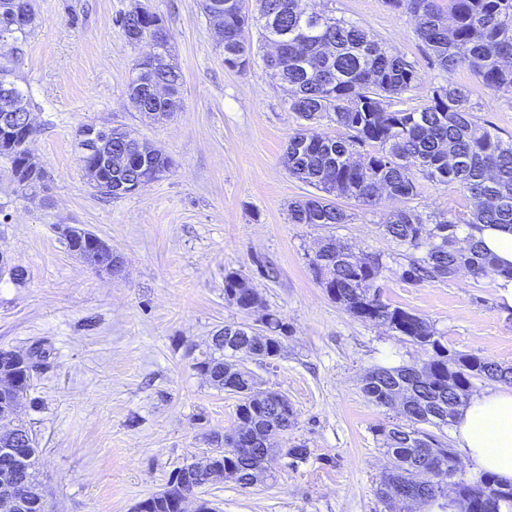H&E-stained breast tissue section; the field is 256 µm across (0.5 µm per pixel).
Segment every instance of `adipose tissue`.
I'll use <instances>...</instances> for the list:
<instances>
[{"mask_svg":"<svg viewBox=\"0 0 512 512\" xmlns=\"http://www.w3.org/2000/svg\"><path fill=\"white\" fill-rule=\"evenodd\" d=\"M467 236L482 244L503 271L501 294L512 306V226L481 224L467 229ZM455 438L471 470L489 473L500 482L512 484V388L485 391L474 397L462 410L456 424Z\"/></svg>","mask_w":512,"mask_h":512,"instance_id":"obj_1","label":"adipose tissue"}]
</instances>
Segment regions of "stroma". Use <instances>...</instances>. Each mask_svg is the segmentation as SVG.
<instances>
[{
	"label": "stroma",
	"instance_id": "obj_1",
	"mask_svg": "<svg viewBox=\"0 0 512 512\" xmlns=\"http://www.w3.org/2000/svg\"><path fill=\"white\" fill-rule=\"evenodd\" d=\"M163 17L183 80L181 112L142 121L127 98L137 49L115 24L131 0H35L37 19L16 64L38 133L32 150L49 174L42 199L17 195L0 163V250L27 271L0 279V349L44 348L23 414L40 448L37 489L46 512H132L180 467L213 449L212 433L237 426L236 395L194 369L213 332L242 323L263 332L265 314L288 327L275 361H247L262 387L285 394L295 424L281 448L306 446L293 465L277 457L272 481L206 487L219 512H388L376 489L388 465L374 435L396 422L371 402L362 379L377 365H421L428 355L388 328L360 320L326 294L310 260L333 236L358 254L381 255L384 301L431 322L448 349L512 365V307L492 276L447 282L400 277L405 248L384 234V215L467 210L453 183L420 181L408 199L377 206L342 200L350 223L293 224L288 205L311 194L281 163L299 125L262 65L224 66L201 0H142ZM369 30L413 61L419 95L467 85L481 123L512 139V93L476 82L463 67L433 66L409 13L389 0H309ZM134 129L168 156L161 179L118 199L96 195L76 149L86 124ZM80 224L112 246L122 269L95 272L57 227ZM276 279H267V267ZM249 279L263 299L244 312L224 298V275Z\"/></svg>",
	"mask_w": 512,
	"mask_h": 512
}]
</instances>
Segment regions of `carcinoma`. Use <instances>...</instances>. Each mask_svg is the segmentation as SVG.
<instances>
[{
  "mask_svg": "<svg viewBox=\"0 0 512 512\" xmlns=\"http://www.w3.org/2000/svg\"><path fill=\"white\" fill-rule=\"evenodd\" d=\"M411 14L417 36L428 47L437 66L452 72L466 67L484 87L512 92V0H391ZM34 7L33 0H0V76L7 78L16 96L31 101L17 85L12 63L23 53L32 28L17 29L11 9ZM305 0H259L258 15H246L243 0H202L205 16L223 15L224 65L244 71L261 57L278 84L286 89L285 104L303 123L288 136L283 164L289 175L319 191L288 205L292 224H346L350 214L336 202L353 200L374 206L378 187L391 196L410 198L417 180L457 184L469 197L467 211L424 219L411 210H399L383 220L387 235L409 251L401 278L412 281H448L462 267L474 274L492 273L493 261L474 243L463 248L458 234L475 224L512 225V140L505 141L482 126L474 115L471 90L446 83L432 88L417 107L406 106L421 85L414 63L384 49L363 26L326 11L304 12ZM127 44L147 50L135 60L128 100L138 112H177L182 108V76L170 50V35L162 17L138 0L116 19ZM257 26L260 41L279 43L275 54L255 52L250 28ZM325 119L336 126L334 136L319 134L312 125ZM133 130L112 128V156L136 149ZM0 143V158L9 164L20 194L33 195L47 181L28 183L21 173L30 144ZM172 166L169 157H149L147 166L127 171L135 184L161 178ZM92 269L112 267V247L96 234L67 241ZM383 266L376 254L356 255L350 247L325 240L311 269L328 296L353 316L388 327L429 352L419 371L414 366H377L363 379V392L374 404L393 410L402 424L376 428L381 448L390 459L379 495L389 512H406L408 505L389 497L386 487L399 481L421 479L431 468L449 479L457 473V457L438 433L453 425L467 404L476 381L512 385V366L464 352L449 351L431 323L420 315L378 298L377 276ZM224 298L242 311L262 305V298L246 277L224 275ZM268 333L256 336L239 325L236 335L213 344L194 363V369L220 390L230 384L243 391L237 419L249 424L239 449L228 450L212 462V472L227 473L232 483L248 488L266 480L262 469L264 443L280 422L294 423L288 398L279 402L259 387L246 369L235 363L239 351L266 360L280 356L286 328L274 314H266ZM21 392L0 398V417L16 434L13 454H0V474L13 468V456L37 455L31 429L21 418L30 383L18 376ZM454 389L448 390V384ZM205 476L169 480L163 490L147 497L146 512H177V503L191 485ZM457 497L468 512H512V485L483 476L454 483Z\"/></svg>",
  "mask_w": 512,
  "mask_h": 512,
  "instance_id": "cac0c4a2",
  "label": "carcinoma"
}]
</instances>
